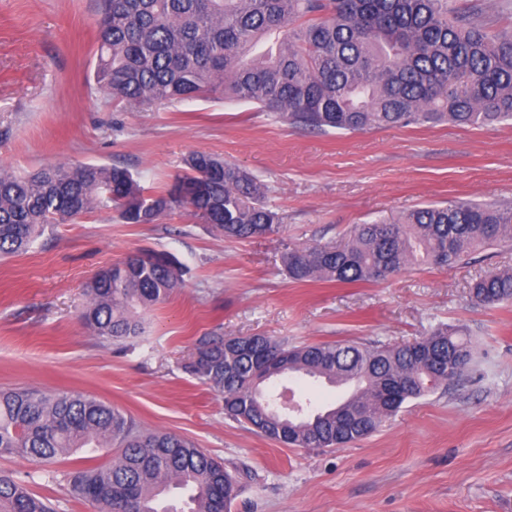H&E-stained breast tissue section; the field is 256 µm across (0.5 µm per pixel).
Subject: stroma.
Instances as JSON below:
<instances>
[{
	"instance_id": "1",
	"label": "stroma",
	"mask_w": 512,
	"mask_h": 512,
	"mask_svg": "<svg viewBox=\"0 0 512 512\" xmlns=\"http://www.w3.org/2000/svg\"><path fill=\"white\" fill-rule=\"evenodd\" d=\"M93 13L92 0H0V164L28 174L120 163L160 191L189 152L213 153L269 186L281 229L228 241L179 212L155 224L93 213L46 226L27 253L0 260V389L86 392L141 428L192 440L236 475L231 512H512V303L477 308L469 296L486 271L512 268V244L370 284L295 283L280 262L285 250L335 243L428 202L512 205V124L313 133L252 103L204 98L129 112L91 80ZM146 250L178 260L183 287L141 310L138 336H93L81 319L88 283ZM440 323L467 331L474 365L343 448L261 437L184 369L197 339L214 333L392 345ZM116 455L37 464L3 454L0 470L55 512H96L72 497L68 477Z\"/></svg>"
}]
</instances>
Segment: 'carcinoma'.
<instances>
[{
	"label": "carcinoma",
	"mask_w": 512,
	"mask_h": 512,
	"mask_svg": "<svg viewBox=\"0 0 512 512\" xmlns=\"http://www.w3.org/2000/svg\"><path fill=\"white\" fill-rule=\"evenodd\" d=\"M93 79L134 112L217 97L251 102L308 130L362 132L444 123L512 122V29L494 30L453 0H99ZM267 185L201 151L155 191L128 168L80 164L18 175L0 165V258L30 248L47 224L113 212L155 224L184 211L229 241L277 234ZM512 242V207L450 200L358 224L336 246L285 251L289 279L378 283L411 265L448 267ZM183 270L165 252H138L88 288L84 323L118 340L140 330L138 310L167 301ZM476 307L512 302V270L471 286ZM458 327L440 324L402 345L293 346L268 336H202L188 372L224 399V414L285 447L341 448L374 433L410 400L459 383L474 364ZM351 385L333 408L290 404L284 378ZM118 448L107 467L71 473V494L103 512H229L235 477L169 432L145 431L79 391H0V453L38 464L82 449ZM0 512H52L0 472Z\"/></svg>",
	"instance_id": "1"
}]
</instances>
